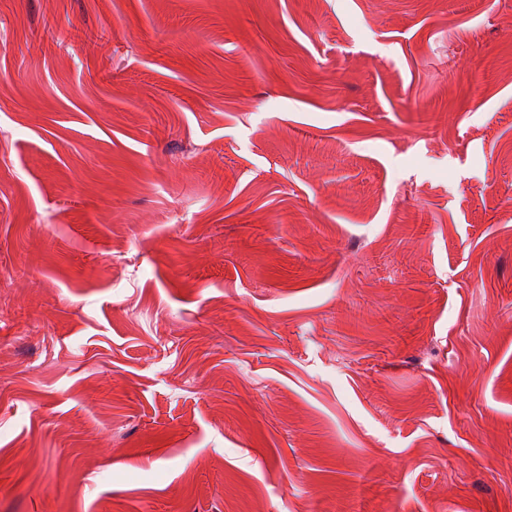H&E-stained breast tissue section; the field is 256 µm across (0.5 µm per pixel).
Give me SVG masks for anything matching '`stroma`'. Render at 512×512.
<instances>
[{
	"instance_id": "obj_1",
	"label": "stroma",
	"mask_w": 512,
	"mask_h": 512,
	"mask_svg": "<svg viewBox=\"0 0 512 512\" xmlns=\"http://www.w3.org/2000/svg\"><path fill=\"white\" fill-rule=\"evenodd\" d=\"M0 512H512V0H0Z\"/></svg>"
}]
</instances>
